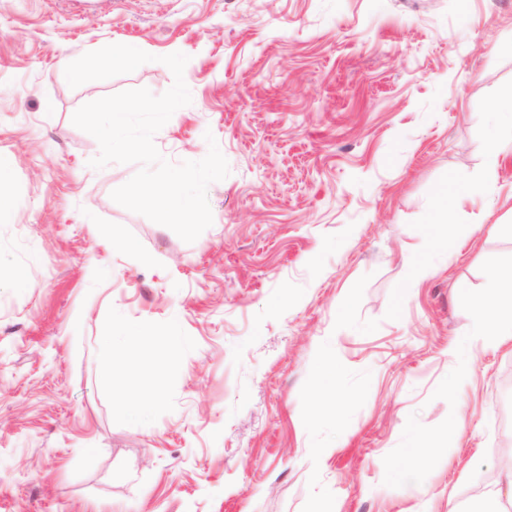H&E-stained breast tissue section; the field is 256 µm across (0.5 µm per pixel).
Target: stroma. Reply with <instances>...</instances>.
<instances>
[{
	"instance_id": "obj_1",
	"label": "stroma",
	"mask_w": 512,
	"mask_h": 512,
	"mask_svg": "<svg viewBox=\"0 0 512 512\" xmlns=\"http://www.w3.org/2000/svg\"><path fill=\"white\" fill-rule=\"evenodd\" d=\"M120 42L151 62L69 86L63 61ZM175 52L192 101L155 145L197 161L209 132L230 169L191 243L112 200L138 164L91 168L72 123L167 91ZM510 85L512 0H0V267L19 275L0 280V512H418L421 484L464 512L512 500V338H477L459 295L512 271ZM441 193L463 247L422 235ZM417 259L437 272L403 294ZM136 327L177 344L126 358ZM328 364L338 418L314 409ZM110 370L161 380L146 419Z\"/></svg>"
}]
</instances>
